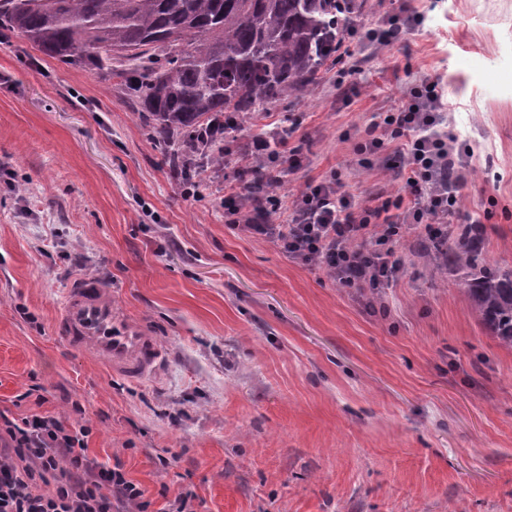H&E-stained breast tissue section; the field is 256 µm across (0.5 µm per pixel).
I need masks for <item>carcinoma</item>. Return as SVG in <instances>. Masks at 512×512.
<instances>
[{"mask_svg":"<svg viewBox=\"0 0 512 512\" xmlns=\"http://www.w3.org/2000/svg\"><path fill=\"white\" fill-rule=\"evenodd\" d=\"M360 0H0V28L44 55L89 68L134 99L168 163L190 179L194 158L224 165V114L246 116L298 96L340 63ZM487 225L450 224L409 251L463 270L461 292L512 347V269L492 260Z\"/></svg>","mask_w":512,"mask_h":512,"instance_id":"obj_1","label":"carcinoma"}]
</instances>
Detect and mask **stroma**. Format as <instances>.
I'll return each instance as SVG.
<instances>
[{"label": "stroma", "instance_id": "obj_1", "mask_svg": "<svg viewBox=\"0 0 512 512\" xmlns=\"http://www.w3.org/2000/svg\"><path fill=\"white\" fill-rule=\"evenodd\" d=\"M396 14L423 21L391 45L351 41V84L326 66L189 183L130 98L0 32V411L82 406L88 456L145 491L125 512H170L181 494L193 512H512V350L457 275L409 257L373 310L224 222L249 139L273 129L305 160L272 223L334 177L358 201L403 193L386 155L364 167L356 146L427 79L458 138L457 221L495 224L489 255L512 266V0H365L354 25ZM81 277L158 337V373L127 382L57 339Z\"/></svg>", "mask_w": 512, "mask_h": 512}]
</instances>
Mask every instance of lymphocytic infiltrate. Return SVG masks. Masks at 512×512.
<instances>
[{
	"label": "lymphocytic infiltrate",
	"mask_w": 512,
	"mask_h": 512,
	"mask_svg": "<svg viewBox=\"0 0 512 512\" xmlns=\"http://www.w3.org/2000/svg\"><path fill=\"white\" fill-rule=\"evenodd\" d=\"M407 101L387 113L381 135L359 144L358 154H376L385 139L397 140L392 166L405 174V192L358 205L340 181L307 186L292 203L286 224L242 225L235 198L224 204L228 227L245 228L273 242L294 261L319 259L346 288H381L395 281L400 267L392 247L404 227L426 237L448 224L457 202L448 173L459 160L457 139L436 133L440 122L436 85L409 87ZM277 134L252 140L249 153L258 176L298 165L300 148L282 152ZM91 432L83 419L32 415L0 423V512H112L114 504L136 502L143 491L120 467L96 464L87 454Z\"/></svg>",
	"instance_id": "1"
}]
</instances>
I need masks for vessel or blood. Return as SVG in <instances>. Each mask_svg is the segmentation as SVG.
Wrapping results in <instances>:
<instances>
[{"instance_id":"1","label":"vessel or blood","mask_w":512,"mask_h":512,"mask_svg":"<svg viewBox=\"0 0 512 512\" xmlns=\"http://www.w3.org/2000/svg\"><path fill=\"white\" fill-rule=\"evenodd\" d=\"M56 332L72 350L91 353L107 372L128 381L155 374L163 360L156 337L112 311V296L97 282L68 288Z\"/></svg>"}]
</instances>
